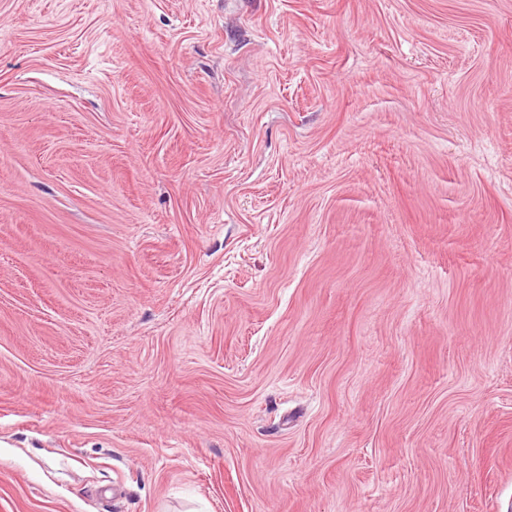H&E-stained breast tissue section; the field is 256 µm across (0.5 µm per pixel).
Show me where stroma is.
Wrapping results in <instances>:
<instances>
[{"label":"stroma","mask_w":512,"mask_h":512,"mask_svg":"<svg viewBox=\"0 0 512 512\" xmlns=\"http://www.w3.org/2000/svg\"><path fill=\"white\" fill-rule=\"evenodd\" d=\"M0 512H512V0H0Z\"/></svg>","instance_id":"35a3bbf8"}]
</instances>
